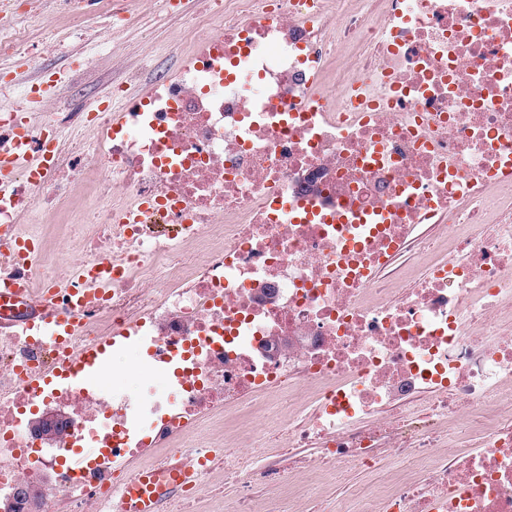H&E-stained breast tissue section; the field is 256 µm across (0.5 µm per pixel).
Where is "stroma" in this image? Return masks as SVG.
<instances>
[{
  "instance_id": "obj_1",
  "label": "stroma",
  "mask_w": 512,
  "mask_h": 512,
  "mask_svg": "<svg viewBox=\"0 0 512 512\" xmlns=\"http://www.w3.org/2000/svg\"><path fill=\"white\" fill-rule=\"evenodd\" d=\"M39 20H32L26 0H15L10 15L13 25L29 30L30 59L16 63L13 76L0 72V108L20 106L24 87L50 75H62L74 92L93 98H110L115 89L124 97L145 95L160 78L174 73L206 29L187 30L185 14L205 11L208 0H182V13L167 12L161 0H131L130 13L122 29H110L100 14L90 16L86 28L74 30L63 42L48 43V32L63 25L65 0H42ZM91 184H80L66 204L67 224L55 223L50 210L36 206L22 222L41 226L54 257L53 267L61 269L77 259L81 241L67 229L79 223L84 208L93 198ZM50 267V268H53ZM50 268L37 266L35 280H43ZM108 391L137 395L147 390L162 392L164 378L141 360L134 343L116 351L110 361ZM391 465L381 462L375 469H357L344 480L317 485L309 503L320 512H336L343 504L361 499L370 488L382 483Z\"/></svg>"
}]
</instances>
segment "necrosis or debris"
I'll list each match as a JSON object with an SVG mask.
<instances>
[{"label": "necrosis or debris", "instance_id": "obj_1", "mask_svg": "<svg viewBox=\"0 0 512 512\" xmlns=\"http://www.w3.org/2000/svg\"><path fill=\"white\" fill-rule=\"evenodd\" d=\"M34 183L0 229L78 183L99 270L66 347L0 337V498L50 473L46 512H127L131 477L192 469L164 512H305L304 482L393 457L378 512H512V0H224V21ZM335 89H328V81ZM135 339L162 369L136 414L76 376ZM71 420L32 456L25 415Z\"/></svg>", "mask_w": 512, "mask_h": 512}]
</instances>
